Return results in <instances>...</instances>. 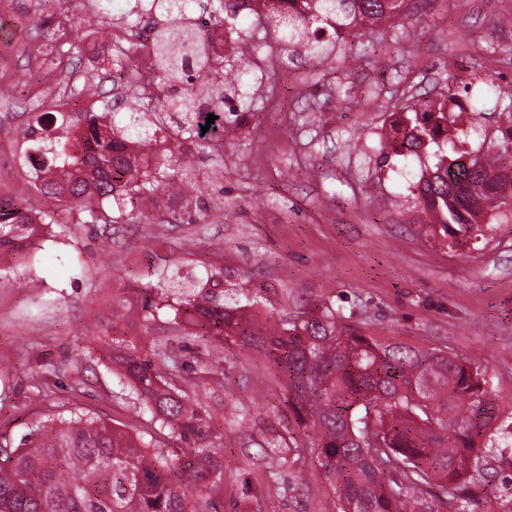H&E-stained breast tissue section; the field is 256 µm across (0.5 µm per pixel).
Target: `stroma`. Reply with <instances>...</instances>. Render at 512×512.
Wrapping results in <instances>:
<instances>
[{"mask_svg":"<svg viewBox=\"0 0 512 512\" xmlns=\"http://www.w3.org/2000/svg\"><path fill=\"white\" fill-rule=\"evenodd\" d=\"M92 9L93 0H0V45L22 75L0 90V197L21 207L45 206L24 174L34 101L107 105L99 88L104 72L86 31L75 28ZM375 49L383 67L367 64L361 39L350 35L328 66L303 53L284 61L255 56L271 80L225 145L224 192L208 200L197 222L170 224L166 212L151 211L112 225L114 245L104 253L102 225L70 223L60 206L48 236L0 264L11 271L0 279L1 432L16 443L29 433L44 387L54 405L150 433L147 416L120 400L119 379L104 367L80 366L77 349L85 335L110 336L113 300H141L146 270L176 257L190 270L211 264L233 287L264 289L275 309L323 299L373 336L444 350L480 369L501 418H512V228L449 250L410 178L432 158L381 162L373 133L387 112H408L437 87L463 86L468 66L494 51V86L472 91L479 106L468 119L477 133L465 148L483 153L496 143L497 93L512 92V0H416L396 37L376 40ZM224 368L226 394L203 399L214 424L232 431L224 512H341L302 448L286 451L282 496L257 504L270 464L255 443L286 434V395L263 357L230 349ZM487 462L502 480L477 490L478 512H501L512 499V447Z\"/></svg>","mask_w":512,"mask_h":512,"instance_id":"stroma-1","label":"stroma"}]
</instances>
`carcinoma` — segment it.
Here are the masks:
<instances>
[{
	"mask_svg": "<svg viewBox=\"0 0 512 512\" xmlns=\"http://www.w3.org/2000/svg\"><path fill=\"white\" fill-rule=\"evenodd\" d=\"M244 0H150L155 75L164 98L135 99L110 120L98 112L80 114L85 132L69 140L40 136L43 124L29 127L46 175L36 184L54 204L67 202L81 223L124 224L139 219L145 201L168 191L202 211V169L183 160V147L211 166L224 164L213 140L239 126L252 109L242 93L252 76L250 60L224 64L208 56L193 21H236ZM409 9L407 0H303L300 13H273L256 25L277 33L281 46L298 47L321 63L332 49L307 31L325 26L359 37L387 22L390 33ZM209 93L217 122L202 134L207 117L196 96ZM442 91L414 104L399 137L386 138L381 156L417 155L436 147V162L417 182L424 211L439 224L440 236L454 246L484 236V225L512 222V126L501 131L498 151L471 155L448 152L441 124L456 126ZM167 147L150 170L120 145L135 142ZM50 212L32 213L0 202V261L28 246L39 224H53ZM156 292L141 305L127 298L112 303V323L149 328L166 321L174 335L147 349L118 336L100 345H82L79 361L112 364L138 412L149 416L158 443L119 430L72 410L39 419L20 444L0 447V512H223L224 434L199 397L224 386V359L191 365L173 349L193 342H216L263 356L283 377L294 427L310 438L312 467L338 494L341 512H476L469 484L485 475L494 447L497 406L487 396L486 379L443 350L382 342L326 301L276 318L263 289H219L222 273L204 269L188 278L179 259L147 274ZM275 479L288 458V441L265 442Z\"/></svg>",
	"mask_w": 512,
	"mask_h": 512,
	"instance_id": "carcinoma-1",
	"label": "carcinoma"
}]
</instances>
